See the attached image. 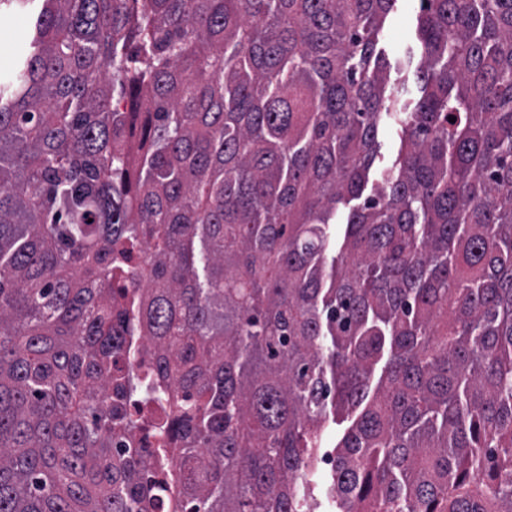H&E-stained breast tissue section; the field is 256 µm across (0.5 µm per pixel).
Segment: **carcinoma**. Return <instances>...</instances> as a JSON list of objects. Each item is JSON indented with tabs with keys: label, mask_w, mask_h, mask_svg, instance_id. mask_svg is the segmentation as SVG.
<instances>
[{
	"label": "carcinoma",
	"mask_w": 512,
	"mask_h": 512,
	"mask_svg": "<svg viewBox=\"0 0 512 512\" xmlns=\"http://www.w3.org/2000/svg\"><path fill=\"white\" fill-rule=\"evenodd\" d=\"M41 2L0 91V512H165L137 431L184 512H314L329 406L336 512H512V0H420L411 109L397 0ZM418 12L419 0H398L396 9L385 23L379 45L386 51L392 64L390 83L405 84L400 97L410 104V108L420 97L414 77V70L422 53L415 31ZM396 62L401 63L399 70L395 69ZM379 142L381 157L377 158L376 163L380 166L391 165L397 152L398 142L396 131L388 122L380 125ZM328 413H329V415L327 414L326 422L324 423L323 441H322V447H326V448H320L321 455L327 450L334 449L333 447L336 445V443L342 437L345 428L349 424H351L352 420H354L355 415L357 414V413L353 414L352 420L350 417L348 421L344 422L341 425H337L333 422V415L330 410V406L328 408Z\"/></svg>",
	"instance_id": "cac0c4a2"
}]
</instances>
